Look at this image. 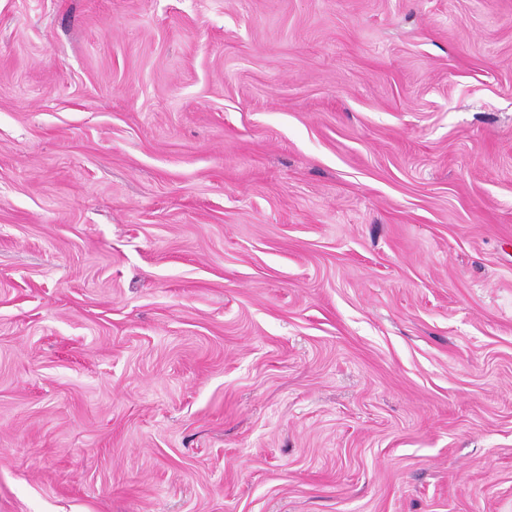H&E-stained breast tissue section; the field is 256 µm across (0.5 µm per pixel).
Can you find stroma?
Wrapping results in <instances>:
<instances>
[{"label": "stroma", "instance_id": "obj_1", "mask_svg": "<svg viewBox=\"0 0 512 512\" xmlns=\"http://www.w3.org/2000/svg\"><path fill=\"white\" fill-rule=\"evenodd\" d=\"M0 512H512V0H0Z\"/></svg>", "mask_w": 512, "mask_h": 512}]
</instances>
